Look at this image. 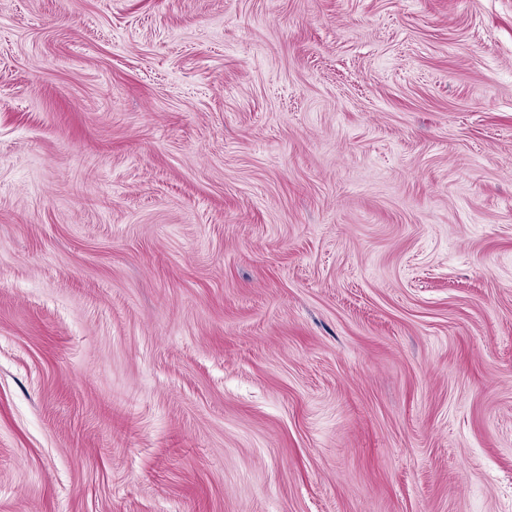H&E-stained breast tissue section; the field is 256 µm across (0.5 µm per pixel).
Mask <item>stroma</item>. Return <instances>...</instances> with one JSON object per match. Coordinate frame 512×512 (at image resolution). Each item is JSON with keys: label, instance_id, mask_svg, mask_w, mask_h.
<instances>
[{"label": "stroma", "instance_id": "1", "mask_svg": "<svg viewBox=\"0 0 512 512\" xmlns=\"http://www.w3.org/2000/svg\"><path fill=\"white\" fill-rule=\"evenodd\" d=\"M0 512H512V0H0Z\"/></svg>", "mask_w": 512, "mask_h": 512}]
</instances>
